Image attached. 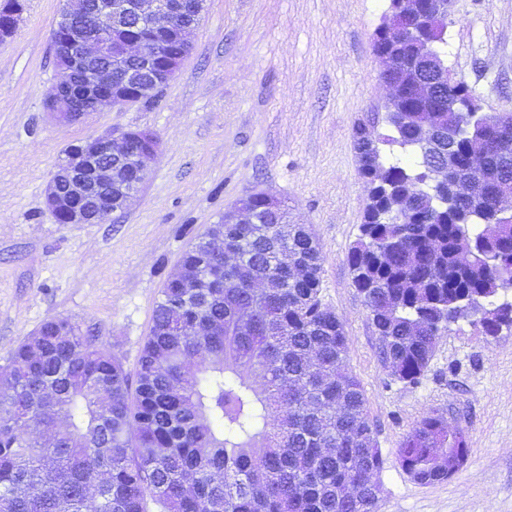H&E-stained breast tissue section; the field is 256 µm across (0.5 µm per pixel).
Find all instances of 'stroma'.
<instances>
[{
	"label": "stroma",
	"instance_id": "1",
	"mask_svg": "<svg viewBox=\"0 0 512 512\" xmlns=\"http://www.w3.org/2000/svg\"><path fill=\"white\" fill-rule=\"evenodd\" d=\"M60 7L26 0L0 43V367L44 321L66 317L134 371L195 236L263 190L319 243L321 298L344 325L385 458L379 512H512V332L460 323L440 336L421 382L405 385L382 365L352 281L368 201L354 131L388 130L391 90L372 45L389 0H205L192 51L155 100L71 124L45 106ZM446 38V64L483 112L512 113V0H452ZM127 129L161 141L131 206L103 224L56 223L45 190L67 146ZM431 414L466 429L468 455L453 477L423 486L396 450Z\"/></svg>",
	"mask_w": 512,
	"mask_h": 512
}]
</instances>
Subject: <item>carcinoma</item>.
<instances>
[{
    "instance_id": "1",
    "label": "carcinoma",
    "mask_w": 512,
    "mask_h": 512,
    "mask_svg": "<svg viewBox=\"0 0 512 512\" xmlns=\"http://www.w3.org/2000/svg\"><path fill=\"white\" fill-rule=\"evenodd\" d=\"M402 38L376 30L373 50L397 52L400 100L390 133L355 131L368 186L348 256L393 380L416 385L437 340L465 322L486 336L512 330V113L492 129L457 79L429 100L415 45L446 64L447 40L427 23ZM464 133L448 138V123ZM482 160V184L439 202L434 166ZM398 204L404 221L386 213ZM256 224L210 225L184 253L154 309L134 374L69 319L51 318L10 354L0 375V512H355L336 489L365 485L384 458L366 397L348 369L347 336L320 298L310 227L278 219L255 198ZM224 264V287L205 284ZM507 319L495 329L466 316ZM52 429L49 437L31 432ZM448 425L423 418L397 449L413 480H448L434 466Z\"/></svg>"
}]
</instances>
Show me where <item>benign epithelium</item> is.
<instances>
[{
    "label": "benign epithelium",
    "instance_id": "benign-epithelium-1",
    "mask_svg": "<svg viewBox=\"0 0 512 512\" xmlns=\"http://www.w3.org/2000/svg\"><path fill=\"white\" fill-rule=\"evenodd\" d=\"M87 8L85 0H62L60 26L55 34L68 39L71 57L59 66L63 79L47 93L48 108L64 122H77L85 114L103 107L120 108L139 101L166 86L178 72L192 46L188 39L196 23L184 16H201L204 0H97V12L107 23L105 29H90L79 23ZM393 23L382 31H407L411 13L392 11ZM132 16L138 18L146 38H121L119 32ZM18 23L17 6H0V41L12 37ZM110 57L112 65L99 61ZM140 62L153 70L151 80L143 82L128 70ZM434 79L427 91L440 94L450 75L431 61ZM159 149L158 137L146 130L128 129L116 134L89 138L67 147L46 188V204L59 224H101L107 217L124 211L149 174V165ZM107 156L117 161L133 158V174L122 167L102 165ZM435 179L452 197L465 195L463 183L448 168L439 167ZM461 453H450L438 466L456 474L465 464Z\"/></svg>",
    "mask_w": 512,
    "mask_h": 512
}]
</instances>
